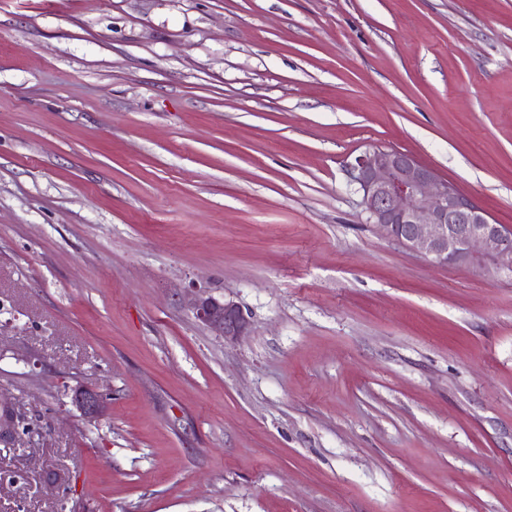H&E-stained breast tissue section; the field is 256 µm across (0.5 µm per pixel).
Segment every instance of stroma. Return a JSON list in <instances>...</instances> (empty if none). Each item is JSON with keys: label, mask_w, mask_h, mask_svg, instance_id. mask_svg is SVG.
I'll return each instance as SVG.
<instances>
[{"label": "stroma", "mask_w": 512, "mask_h": 512, "mask_svg": "<svg viewBox=\"0 0 512 512\" xmlns=\"http://www.w3.org/2000/svg\"><path fill=\"white\" fill-rule=\"evenodd\" d=\"M374 147L512 228V0H0V512H512V274L369 223ZM190 289V311L211 333L231 342L248 333L250 321L237 303L216 297L205 288ZM71 404L80 414L95 421L105 417L109 410V395L95 386L79 384L71 389ZM28 420L27 414L18 410L10 399L0 397V445L5 448L18 446Z\"/></svg>", "instance_id": "35a3bbf8"}]
</instances>
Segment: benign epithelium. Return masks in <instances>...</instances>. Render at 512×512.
Instances as JSON below:
<instances>
[{
    "label": "benign epithelium",
    "mask_w": 512,
    "mask_h": 512,
    "mask_svg": "<svg viewBox=\"0 0 512 512\" xmlns=\"http://www.w3.org/2000/svg\"><path fill=\"white\" fill-rule=\"evenodd\" d=\"M350 175L368 220L387 237L437 264L512 272V230L413 155L376 147L355 158ZM189 308L198 322L226 341H235L250 329L237 303L204 288L191 289ZM71 404L95 421L107 415L109 395L79 384L71 389ZM27 422L25 412L0 397L1 446H18Z\"/></svg>",
    "instance_id": "7a95c632"
}]
</instances>
